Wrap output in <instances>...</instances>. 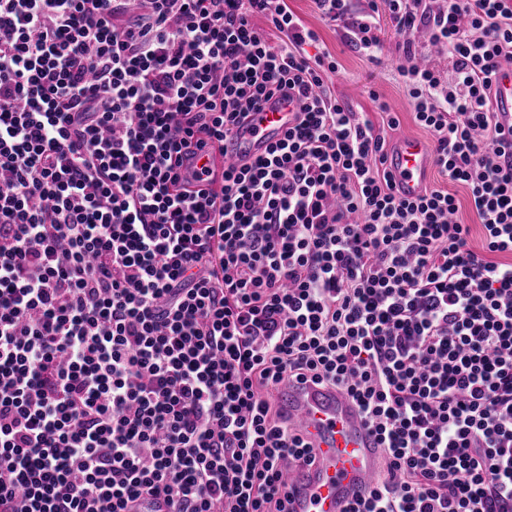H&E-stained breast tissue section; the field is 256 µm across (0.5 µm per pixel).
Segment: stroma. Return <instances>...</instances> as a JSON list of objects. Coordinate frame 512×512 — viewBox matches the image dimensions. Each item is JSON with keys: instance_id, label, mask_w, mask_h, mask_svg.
Segmentation results:
<instances>
[{"instance_id": "35a3bbf8", "label": "stroma", "mask_w": 512, "mask_h": 512, "mask_svg": "<svg viewBox=\"0 0 512 512\" xmlns=\"http://www.w3.org/2000/svg\"><path fill=\"white\" fill-rule=\"evenodd\" d=\"M286 2L306 26L319 33L323 49L338 63L339 73L330 86L333 97L374 121L379 118V103H387L399 119L397 135L429 140V132L415 123L410 99L397 79L396 67L402 61L400 39L388 17L380 19L382 54L380 61L374 62L347 47L336 27L324 24L313 0Z\"/></svg>"}]
</instances>
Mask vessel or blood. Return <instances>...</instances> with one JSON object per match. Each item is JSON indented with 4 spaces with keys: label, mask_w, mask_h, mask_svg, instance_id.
I'll return each instance as SVG.
<instances>
[{
    "label": "vessel or blood",
    "mask_w": 512,
    "mask_h": 512,
    "mask_svg": "<svg viewBox=\"0 0 512 512\" xmlns=\"http://www.w3.org/2000/svg\"><path fill=\"white\" fill-rule=\"evenodd\" d=\"M493 101L500 127L512 138V64L494 75ZM296 110V100L269 99L223 150L198 154L197 168L216 177L223 160L244 163L264 155L293 125ZM432 164L430 146L410 135L400 139L387 161L401 195L407 198L421 193ZM274 395L310 444L313 456L312 464L295 465L286 473L285 490L293 512H347L386 477V456L377 434L366 424L358 406L335 386L288 379L277 386Z\"/></svg>",
    "instance_id": "vessel-or-blood-1"
}]
</instances>
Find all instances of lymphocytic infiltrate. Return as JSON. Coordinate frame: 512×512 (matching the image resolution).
<instances>
[{"instance_id":"1","label":"lymphocytic infiltrate","mask_w":512,"mask_h":512,"mask_svg":"<svg viewBox=\"0 0 512 512\" xmlns=\"http://www.w3.org/2000/svg\"><path fill=\"white\" fill-rule=\"evenodd\" d=\"M147 2L0 0V512H289L284 466L312 455L272 398L287 376L379 436L390 476L349 512H512V0H313L369 60L381 11L406 34L448 182L413 199L385 166L398 117L332 98L285 0ZM275 95L294 124L196 190L185 150ZM494 112L505 134L512 139V64L499 69L493 77ZM452 193L456 195L459 202L458 217L463 224H470L471 227V243L475 248L482 246L483 235L482 228L476 215L470 210L467 200V191L461 185L452 186Z\"/></svg>"}]
</instances>
